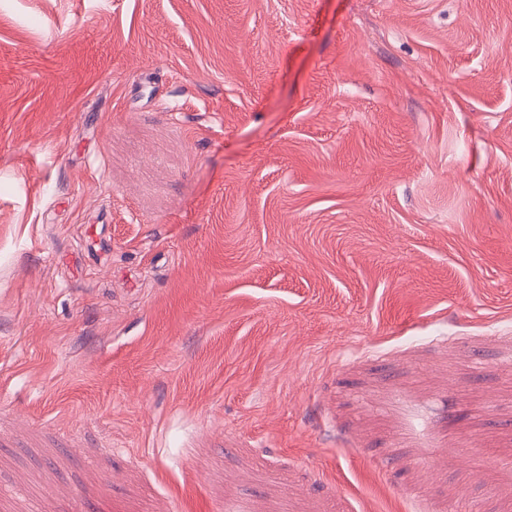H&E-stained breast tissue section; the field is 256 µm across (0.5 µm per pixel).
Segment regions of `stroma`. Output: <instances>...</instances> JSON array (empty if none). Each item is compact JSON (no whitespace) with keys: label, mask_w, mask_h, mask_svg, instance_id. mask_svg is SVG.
I'll return each instance as SVG.
<instances>
[{"label":"stroma","mask_w":512,"mask_h":512,"mask_svg":"<svg viewBox=\"0 0 512 512\" xmlns=\"http://www.w3.org/2000/svg\"><path fill=\"white\" fill-rule=\"evenodd\" d=\"M512 512V0H0V512Z\"/></svg>","instance_id":"35a3bbf8"}]
</instances>
